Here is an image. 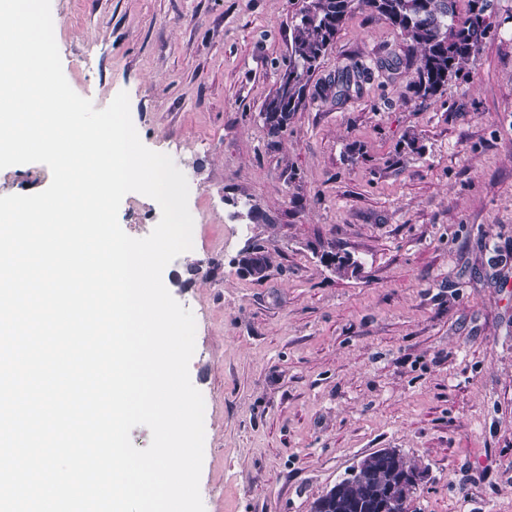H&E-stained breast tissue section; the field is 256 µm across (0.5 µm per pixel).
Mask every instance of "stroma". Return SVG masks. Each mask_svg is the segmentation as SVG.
Returning <instances> with one entry per match:
<instances>
[{"instance_id": "obj_1", "label": "stroma", "mask_w": 512, "mask_h": 512, "mask_svg": "<svg viewBox=\"0 0 512 512\" xmlns=\"http://www.w3.org/2000/svg\"><path fill=\"white\" fill-rule=\"evenodd\" d=\"M302 6L51 0L71 88L98 110L127 92L188 181L193 247L163 282L196 323L205 512H310L381 448L421 468L407 512H512V0L426 99L400 33L354 10L274 137L260 112ZM50 182L0 169V196ZM160 217L136 192L118 214L134 238ZM250 244L259 282L235 264ZM327 252L360 266L337 276ZM237 264L247 275L260 281L266 277L270 261L261 247L252 245L239 254Z\"/></svg>"}]
</instances>
